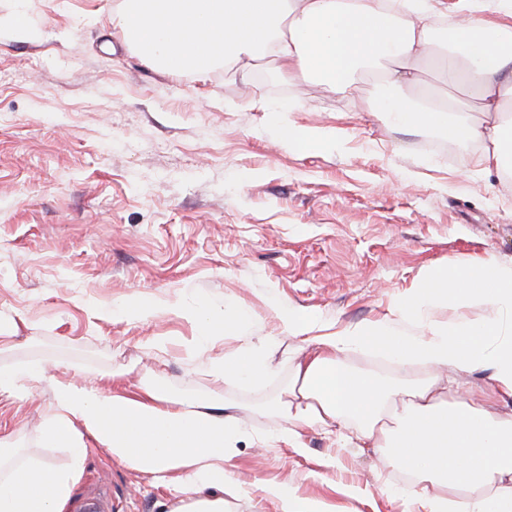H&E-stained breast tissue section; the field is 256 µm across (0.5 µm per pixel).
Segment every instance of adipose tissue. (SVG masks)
Returning <instances> with one entry per match:
<instances>
[{
    "instance_id": "1",
    "label": "adipose tissue",
    "mask_w": 512,
    "mask_h": 512,
    "mask_svg": "<svg viewBox=\"0 0 512 512\" xmlns=\"http://www.w3.org/2000/svg\"><path fill=\"white\" fill-rule=\"evenodd\" d=\"M474 18L455 25L451 47L438 45L427 0H120L112 25L146 62L168 74L205 77L217 68L249 80L272 67L285 80L315 79L333 89L371 67L415 96L379 100L399 126L425 127L451 143L477 140L487 172L512 169V0H470ZM439 64L448 86L472 87L478 109L460 116L454 99L433 102L422 87L424 66ZM452 310L445 320L441 309ZM196 315L197 347L218 336L240 345L213 359L218 383L256 381L271 369V337L249 336L244 310ZM283 330L302 342L292 358L288 396L274 412L276 440L296 448L305 430L348 427L356 447L384 454L411 474L412 512H512V419L463 398L456 377L493 371L490 392L512 397V267L485 258L462 270L421 271L390 317L335 326L299 310L279 313ZM367 351L400 368L427 367L428 379L407 383L364 373L343 356ZM45 384L52 403L43 418L46 447H66L70 464L24 457L0 438V512H62L84 459L86 440L149 475L174 476L178 512H225V495L242 487L224 476L243 432L235 405L214 397H171L152 382L125 393L98 377H58L34 360L0 367V396L24 400L27 385Z\"/></svg>"
}]
</instances>
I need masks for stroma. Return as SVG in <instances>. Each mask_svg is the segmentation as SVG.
<instances>
[{"label":"stroma","instance_id":"stroma-1","mask_svg":"<svg viewBox=\"0 0 512 512\" xmlns=\"http://www.w3.org/2000/svg\"><path fill=\"white\" fill-rule=\"evenodd\" d=\"M19 2L40 35L0 30V319L17 326L0 367L38 359L117 390L143 377L173 396L220 390L247 426L225 469L249 493L228 497L229 512H279L258 491L266 481L323 512H408L410 477L342 433L308 429L297 450L265 444L283 425L266 406L285 394L300 347L267 311L369 323L421 270L490 256L511 265L512 177L473 167L481 143L395 126L371 76L334 91L164 74L113 29L117 0H0V17ZM286 120L343 145L289 148L277 138ZM137 293L174 306L153 320L112 317ZM201 301L216 315L246 309L254 335L275 337L264 383L216 386L211 358L239 341L197 350ZM49 401L39 384L25 402L0 397V437L64 468L68 449L42 444ZM92 491L112 512H174L179 499L93 444L64 512Z\"/></svg>","mask_w":512,"mask_h":512}]
</instances>
